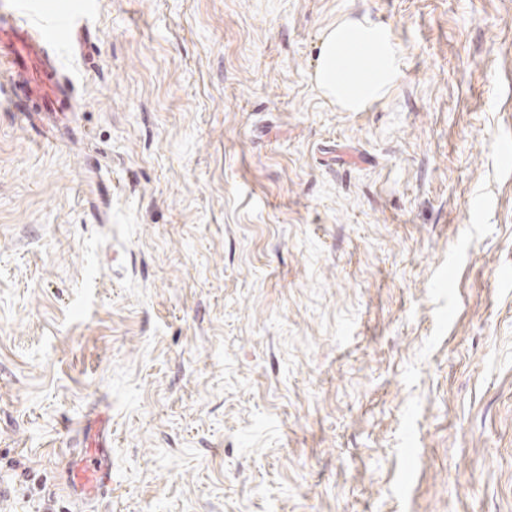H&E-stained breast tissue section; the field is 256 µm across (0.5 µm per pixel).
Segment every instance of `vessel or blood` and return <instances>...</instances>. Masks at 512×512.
I'll use <instances>...</instances> for the list:
<instances>
[{
	"label": "vessel or blood",
	"instance_id": "vessel-or-blood-1",
	"mask_svg": "<svg viewBox=\"0 0 512 512\" xmlns=\"http://www.w3.org/2000/svg\"><path fill=\"white\" fill-rule=\"evenodd\" d=\"M91 10L77 0L59 10L51 0H0V60L9 68L0 78V108L28 125L48 126L67 136L81 134L60 119L75 99L73 82L59 66V52H78ZM82 445L70 452L65 486L72 499L93 502L112 490L111 433L105 413L89 407L80 422Z\"/></svg>",
	"mask_w": 512,
	"mask_h": 512
}]
</instances>
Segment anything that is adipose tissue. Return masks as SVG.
Here are the masks:
<instances>
[{"label":"adipose tissue","mask_w":512,"mask_h":512,"mask_svg":"<svg viewBox=\"0 0 512 512\" xmlns=\"http://www.w3.org/2000/svg\"><path fill=\"white\" fill-rule=\"evenodd\" d=\"M399 76L398 51L385 25L347 18L323 34L313 80L342 110H364L382 99Z\"/></svg>","instance_id":"adipose-tissue-1"}]
</instances>
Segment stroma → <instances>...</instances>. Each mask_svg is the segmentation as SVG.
<instances>
[{
    "instance_id": "35a3bbf8",
    "label": "stroma",
    "mask_w": 512,
    "mask_h": 512,
    "mask_svg": "<svg viewBox=\"0 0 512 512\" xmlns=\"http://www.w3.org/2000/svg\"><path fill=\"white\" fill-rule=\"evenodd\" d=\"M387 26L362 112L324 30ZM80 143L0 110V512H512V0H95ZM399 76L398 51L385 25L368 17L347 18L323 34L313 81L345 112L379 101ZM96 405L80 421L82 445L69 453L65 486L78 502H93L112 491V456L109 421Z\"/></svg>"
}]
</instances>
